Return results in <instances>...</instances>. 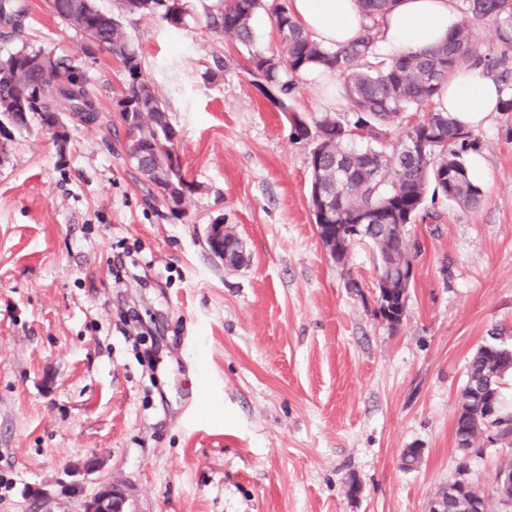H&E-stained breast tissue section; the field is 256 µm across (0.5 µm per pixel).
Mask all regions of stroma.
<instances>
[{
  "label": "stroma",
  "instance_id": "35a3bbf8",
  "mask_svg": "<svg viewBox=\"0 0 512 512\" xmlns=\"http://www.w3.org/2000/svg\"><path fill=\"white\" fill-rule=\"evenodd\" d=\"M185 27L123 23L165 101L195 191L171 214L125 154L118 99L128 84L102 53L84 69L101 121L67 139L15 130L0 165V512H82L61 496L111 482L126 512H430L460 467L493 489L506 456L456 446L468 362L512 345V112L474 128V210L427 196L432 219L406 225L415 277L397 328L375 312L376 260L345 264L313 222V144L290 113L332 111L302 78L289 111L262 98L248 52L207 27L220 0H187ZM20 50L76 54L82 36L29 0ZM222 55L227 71L212 57ZM232 227L246 262L224 267L207 225ZM423 453L404 469V449ZM96 458L87 473L83 464ZM357 496H349L350 485Z\"/></svg>",
  "mask_w": 512,
  "mask_h": 512
}]
</instances>
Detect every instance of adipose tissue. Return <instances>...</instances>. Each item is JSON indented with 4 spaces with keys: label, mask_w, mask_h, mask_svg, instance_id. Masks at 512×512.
Masks as SVG:
<instances>
[{
    "label": "adipose tissue",
    "mask_w": 512,
    "mask_h": 512,
    "mask_svg": "<svg viewBox=\"0 0 512 512\" xmlns=\"http://www.w3.org/2000/svg\"><path fill=\"white\" fill-rule=\"evenodd\" d=\"M288 9L303 30L324 45L339 47L360 34L357 0H289ZM457 21L452 0H399L380 20L376 45L387 51H418L441 42ZM500 98L497 83L471 68L444 84L435 103L473 128L498 111Z\"/></svg>",
    "instance_id": "obj_1"
}]
</instances>
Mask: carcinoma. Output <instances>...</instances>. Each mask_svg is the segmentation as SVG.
I'll use <instances>...</instances> for the list:
<instances>
[{
	"label": "carcinoma",
	"mask_w": 512,
	"mask_h": 512,
	"mask_svg": "<svg viewBox=\"0 0 512 512\" xmlns=\"http://www.w3.org/2000/svg\"><path fill=\"white\" fill-rule=\"evenodd\" d=\"M364 19L362 32L352 43L327 48L311 39L296 24L285 4L267 0H222L217 13L207 12L209 26L224 37L246 46L254 42L253 16L269 10L281 48L253 50L249 56L251 83L262 85L271 102L287 108L297 80L311 70H324L340 77L347 109L325 112L316 118L298 119L290 114L294 136L311 140V201H327L329 217L314 213L324 236L329 224L344 227L345 238L356 244L363 240L374 250L377 265L392 266L402 255L414 256L405 232H394L392 224H413L427 194H439L469 209L477 208L484 196L480 184L470 176L465 153L472 146L470 130L447 112L436 109L435 98L455 72L483 66L495 76L504 99L501 111L512 112V0H458L460 19L439 44L416 52L382 56L376 51L379 19L396 6L397 0H358ZM53 13L94 42L107 47L128 76V91L118 101L127 136L147 145L151 152L147 167L140 169L161 192L171 214L181 210L184 199L195 188L181 164L174 162L177 131L165 103L154 87L143 79L144 60L128 39L121 17L124 14L157 16L178 29L185 25L188 10L184 0H118V14L101 9L96 0H53ZM26 0H0V26L14 35L21 32L27 16ZM492 20L500 28L496 54L481 57L473 44L471 27ZM9 58L15 67L0 74V154L7 155L5 140L11 130L33 124L50 127L64 112L97 111L88 89V78L72 79L82 68L81 58L59 57L51 52L21 49ZM426 105L429 115L411 126L406 113ZM403 127L392 150L383 147L392 125ZM365 140L351 146L354 137ZM417 143L416 153L406 146ZM376 213V225L367 236H351L349 225ZM512 374V346L490 343L479 350L467 367L462 399L477 393L490 399L496 414L489 418L478 408L462 406L455 419V439L466 437L472 446L484 438L488 428L507 436L512 432V415L502 408V381ZM459 493L469 499V512H487L486 498L479 487L459 470Z\"/></svg>",
	"instance_id": "obj_1"
}]
</instances>
